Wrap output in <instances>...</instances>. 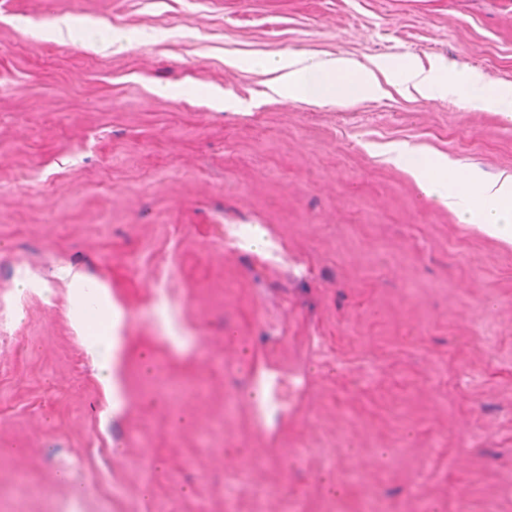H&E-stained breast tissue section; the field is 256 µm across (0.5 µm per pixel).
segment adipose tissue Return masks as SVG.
I'll return each instance as SVG.
<instances>
[{"mask_svg":"<svg viewBox=\"0 0 512 512\" xmlns=\"http://www.w3.org/2000/svg\"><path fill=\"white\" fill-rule=\"evenodd\" d=\"M258 65L272 73L270 89L282 98L307 102L348 95L378 98L391 84L414 90L426 99L460 95L472 106L512 116V85L494 84L476 68L428 69L410 58L389 56L362 66L345 56L301 54L266 57ZM388 155L393 164L411 172L425 197L455 213L461 223L475 225L487 236L512 246V172L489 178L471 169L461 181L454 175L455 164L446 156L423 157L400 144L391 146ZM54 276L69 288L72 322L99 379L111 399H118L121 314L109 289L89 290L87 278L68 264L58 265Z\"/></svg>","mask_w":512,"mask_h":512,"instance_id":"ef3b65f1","label":"adipose tissue"}]
</instances>
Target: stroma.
<instances>
[{"label": "stroma", "instance_id": "obj_1", "mask_svg": "<svg viewBox=\"0 0 512 512\" xmlns=\"http://www.w3.org/2000/svg\"><path fill=\"white\" fill-rule=\"evenodd\" d=\"M289 52L512 85V0H0V512H512V247L386 155L512 171V120L281 99L253 62ZM61 263L121 313V406ZM94 27L90 20L77 17H66L58 22L45 25L38 31L42 40H56L62 30H66L76 42L84 43L86 34ZM140 42L141 36L138 33L124 28H112L106 39V44L115 51L132 49Z\"/></svg>", "mask_w": 512, "mask_h": 512}]
</instances>
